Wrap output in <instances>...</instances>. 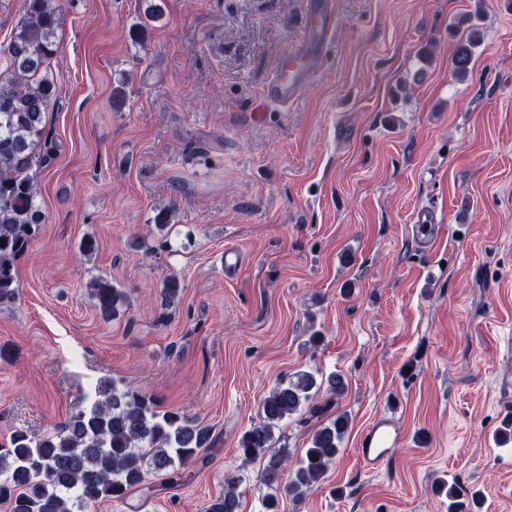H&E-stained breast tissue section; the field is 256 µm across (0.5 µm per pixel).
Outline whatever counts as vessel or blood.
Wrapping results in <instances>:
<instances>
[{
	"mask_svg": "<svg viewBox=\"0 0 512 512\" xmlns=\"http://www.w3.org/2000/svg\"><path fill=\"white\" fill-rule=\"evenodd\" d=\"M336 20L332 0H316L308 28L291 56L285 60L264 91L267 100L285 106L310 83L318 71L324 44L334 37ZM393 423L387 419L373 422L361 435L358 453L363 463L376 468L387 458L393 444Z\"/></svg>",
	"mask_w": 512,
	"mask_h": 512,
	"instance_id": "1",
	"label": "vessel or blood"
}]
</instances>
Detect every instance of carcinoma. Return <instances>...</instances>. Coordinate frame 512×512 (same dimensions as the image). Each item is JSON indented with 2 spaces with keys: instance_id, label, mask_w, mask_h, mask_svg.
<instances>
[{
  "instance_id": "cac0c4a2",
  "label": "carcinoma",
  "mask_w": 512,
  "mask_h": 512,
  "mask_svg": "<svg viewBox=\"0 0 512 512\" xmlns=\"http://www.w3.org/2000/svg\"><path fill=\"white\" fill-rule=\"evenodd\" d=\"M60 12L56 0H26L7 49L8 74L0 79V304L15 299L16 262L44 223L30 172L56 155L45 119L57 94L51 61L60 51ZM480 38V29L473 28L458 46L453 59L458 77L468 74ZM163 285L165 300L175 302L182 292L180 280L169 276ZM87 288L105 320L128 303L126 292L108 280L95 278ZM324 384L336 397L347 388L340 373L323 383L308 371L274 388L261 403L259 421L239 440L244 459L268 447L273 427L283 419L303 409L320 413L322 408L310 400ZM348 427V415L339 413L314 429L295 464L282 455L269 457L264 471L275 494L265 500L266 512H278L281 495L300 500L313 491L339 453ZM213 446L210 427L175 411H160L135 388L104 379L97 399L71 414L62 428L38 439L23 431L11 436L9 448L0 452V501L9 504L10 512H84L102 500L125 498L150 471L181 478L179 470ZM446 496L448 512H472L456 487L449 486ZM239 507L234 481L228 479L224 495L206 512H238Z\"/></svg>"
}]
</instances>
